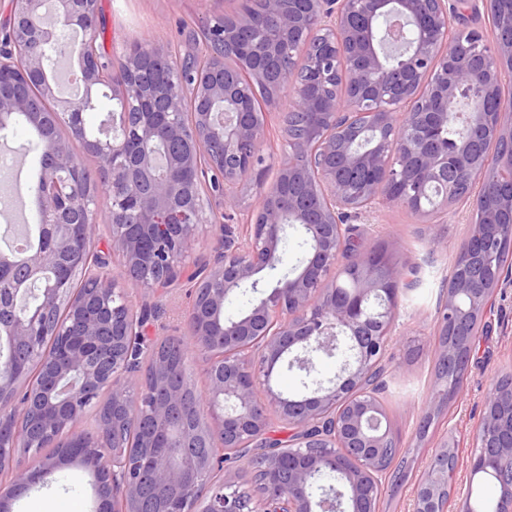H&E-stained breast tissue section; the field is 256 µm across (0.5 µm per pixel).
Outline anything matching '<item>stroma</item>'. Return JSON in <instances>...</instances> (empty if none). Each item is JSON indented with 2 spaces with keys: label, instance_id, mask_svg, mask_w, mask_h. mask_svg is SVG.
Listing matches in <instances>:
<instances>
[{
  "label": "stroma",
  "instance_id": "obj_1",
  "mask_svg": "<svg viewBox=\"0 0 512 512\" xmlns=\"http://www.w3.org/2000/svg\"><path fill=\"white\" fill-rule=\"evenodd\" d=\"M239 0H99L101 23L96 33L106 52L150 38L165 49L185 54L191 34L206 20L235 15ZM36 135L24 125L0 133V157L12 163L14 175L8 196L22 197L25 210L0 204V252L13 240L6 229L12 224H34L37 208L29 200L39 173ZM476 214L464 202L449 205L442 220L412 214L394 203L354 218L353 234L363 250L385 248L405 266L383 366L385 383L381 398L400 448L410 450L415 467L427 462L437 444L447 436L458 446L455 485L468 484L476 452V431L485 399L501 369L512 367V269L503 272L486 319L490 329L481 336L462 392L431 424L425 441L416 435L423 403L434 384L435 345L439 332V307L446 298L448 279L456 252L470 234ZM185 286L151 296L154 314L145 328L153 341L186 333L185 314L190 307ZM94 478L73 464L45 477L43 485L30 487L11 503L12 512H93Z\"/></svg>",
  "mask_w": 512,
  "mask_h": 512
}]
</instances>
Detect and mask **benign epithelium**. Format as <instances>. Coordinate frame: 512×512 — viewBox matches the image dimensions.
Segmentation results:
<instances>
[{"label":"benign epithelium","mask_w":512,"mask_h":512,"mask_svg":"<svg viewBox=\"0 0 512 512\" xmlns=\"http://www.w3.org/2000/svg\"><path fill=\"white\" fill-rule=\"evenodd\" d=\"M0 28V130L17 117L38 138L40 170L33 194L38 207L40 242L24 253H0V268L19 271L9 289V317L0 320V395L11 396L18 384L21 354L40 360L44 376L29 384L16 410L24 423L10 448H0V469L11 472L8 491L0 494V512L19 492L72 463L95 473V512H242L238 495L213 483L196 498L193 484L224 470V454L262 448L257 456L266 475L254 512H377L389 471L377 467L392 438L378 399L380 362L395 318L401 271L394 263L359 268L357 293H336V264L352 235L348 220L368 209L396 202L408 210L438 216L448 202L424 211L418 187L448 169L465 177L459 199L484 210L490 234L503 214L512 213V193L487 201L481 194L484 170L493 164L502 182L512 184V151L502 154L484 144V130L512 146V98L504 95V77L512 72V14L503 0H262L259 9L243 0L229 24L218 17L205 23L207 40L193 41L184 55L143 40L105 59L94 46L100 25L98 0H10ZM472 9L483 13L492 38L476 27L459 36L453 21ZM397 16L414 26L411 41L378 33L380 20ZM253 28L272 31L276 39L263 50L244 44ZM84 34L79 55L83 86L78 98L64 97L51 76L56 57L65 53L62 36ZM300 33L303 44L288 59L278 55L281 42ZM400 51L399 63H385L388 47ZM233 51L239 69L224 66ZM289 88L294 111L305 117V130L292 135L288 114L280 117L288 155L277 180H289L295 165L305 172L304 190L284 195L265 184L267 113L255 112L257 84ZM103 86L119 104L114 123L95 136L86 131L83 112L92 107V91ZM467 88L498 104L491 115L473 108L461 115L448 104ZM465 132L441 143L436 132L459 117ZM65 128L68 136L56 130ZM97 168L89 174L83 157ZM360 175L358 182L336 170V156ZM214 176L209 193L233 209L240 188L250 180L259 198L251 224L238 231L218 225L214 258L206 275L194 283L188 314L196 351L214 349L201 410L214 447L195 448L197 432L173 431L186 404L184 388L171 380L167 346L147 352L151 362L148 391L144 374L131 360L133 328L150 313L128 287L100 276L94 252V211L105 204L111 216L112 251L122 260L135 286L157 293L183 276L199 227L214 214L198 183ZM303 236L306 254L297 271L286 272L266 296L234 319L224 317L225 303L242 288L257 290L256 275L281 264L280 245L288 229ZM492 258L480 245L461 246L456 266L466 279L456 280L444 307L454 330L484 313L490 291L472 283L487 279ZM80 276L87 287L70 293L66 282ZM65 306L62 325L47 319ZM50 336L58 352L41 353L39 337ZM465 342L442 349L456 367L461 391L469 363ZM323 359L339 362L334 378L316 377ZM297 369L311 386L299 396L269 391L256 398V381L269 382L277 367ZM112 395V437L138 424L141 447L133 455L119 447L40 455L36 437L54 448L69 439L76 421L98 406L100 390ZM140 407L135 415L132 405ZM294 430L298 455L282 466V453H270V414ZM479 453L472 474L501 482L502 505L512 512V468L493 470L498 461L512 465V389L489 393L477 428ZM13 448L35 453L31 465L14 464ZM457 459L450 438L437 446L416 479L413 512H471L470 495L455 498L448 467ZM332 473L340 487L319 496L314 482ZM457 503H452V499Z\"/></svg>","instance_id":"7a95c632"}]
</instances>
